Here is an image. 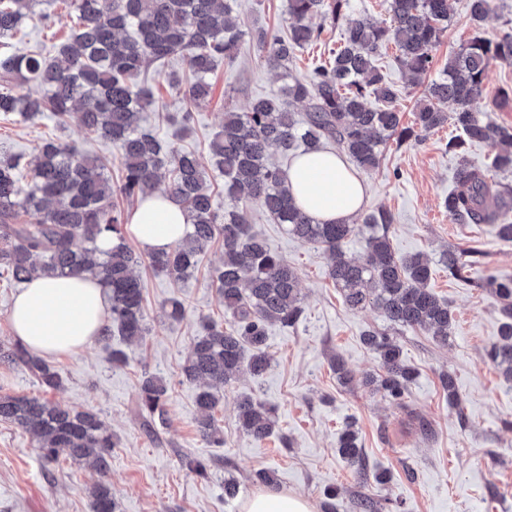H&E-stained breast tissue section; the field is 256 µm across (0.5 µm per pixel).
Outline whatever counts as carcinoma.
Returning <instances> with one entry per match:
<instances>
[{
  "label": "carcinoma",
  "mask_w": 512,
  "mask_h": 512,
  "mask_svg": "<svg viewBox=\"0 0 512 512\" xmlns=\"http://www.w3.org/2000/svg\"><path fill=\"white\" fill-rule=\"evenodd\" d=\"M63 2L75 16L74 26L45 56L10 50L23 25L48 20L38 9L41 0H0V112L15 113L25 123L45 112L53 113L61 128L76 123L117 148L123 175L112 182L99 158L53 137L29 155L0 159V276L20 283L36 275L90 276L110 300L107 323L97 339L108 342L115 327L132 341L146 335L147 320L143 285L134 268L146 260L156 273L179 281L198 266L209 243L222 238L224 262L216 283L225 320L205 322L181 368L183 380L197 389L198 431L216 447L224 444L214 418L221 387L242 373L262 377L270 366L268 326L293 327L304 313L296 269L252 230L254 206L293 237L324 247L330 257L328 276L349 307L372 306L389 326L418 329L448 344L453 316L448 301L428 288L432 263L423 253H395L388 235L391 213L381 209L367 214L362 223L376 231L367 237L361 256L347 255L343 246L357 224L320 223L302 210L290 189V161L299 150L335 144L358 170L370 172L379 166L382 146L391 138L399 143L418 138L451 119L463 138L448 141V149L487 144L496 149L493 167L512 171V130L470 108L491 64L512 63V34L497 41L475 37L449 57L443 76L426 86L412 125L405 127L396 107L400 90L377 61L393 46L399 66L414 84H423L433 67L432 50L448 30L449 0H385L387 20L352 17L348 0H289L292 22L285 31L260 29L247 35L226 0ZM489 11L490 0H469L472 21H483ZM317 17L341 27L342 43L332 51L333 59L304 79L288 76L279 93L255 100L246 112H224V123L208 144L238 201L221 219L199 155L167 144L140 125L141 113L155 103L148 68L157 61L182 63L184 74H171L167 82L182 102L176 119L188 126L194 112L211 100L216 63L234 58L244 37L267 66L286 71L297 51L320 42L323 27L314 23ZM25 84L40 87L44 95L20 93ZM369 98L375 107L367 106ZM292 102L306 103L299 119L288 109ZM450 104L456 106L451 114L446 111ZM154 191L183 205L191 232L170 250L142 257L127 247V218L114 199L133 202ZM443 208L452 224H493L501 239L512 241V186L491 180L464 160ZM103 236L116 239L105 253L98 249ZM478 254L473 247L450 246L442 263L450 275L461 278ZM485 287L500 300L504 319L488 357L511 383L512 278L492 276ZM362 343L381 362L380 372L365 384L384 398L402 399L417 369L403 357L400 344L376 329L366 331ZM0 363L23 368L44 393L0 394V421L31 434L48 463L61 455L92 460L97 478L89 488L91 510L116 512L107 480L116 442L98 415L50 400L47 394L60 389L62 379L47 359L20 340L0 343ZM167 400L162 378L144 373L140 411L161 419ZM238 419L258 442L274 432L271 411L250 396L239 400ZM337 453L365 480L387 483L384 473L370 472L351 428L338 436ZM184 463L195 476H208L206 459L187 455ZM349 510L384 512V507L359 495Z\"/></svg>",
  "instance_id": "obj_1"
}]
</instances>
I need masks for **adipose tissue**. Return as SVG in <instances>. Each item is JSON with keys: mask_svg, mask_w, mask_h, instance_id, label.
<instances>
[{"mask_svg": "<svg viewBox=\"0 0 512 512\" xmlns=\"http://www.w3.org/2000/svg\"><path fill=\"white\" fill-rule=\"evenodd\" d=\"M291 191L310 216L322 223L348 224L362 207L368 187L330 148L297 157L290 168ZM191 230L182 205L173 197H144L125 226L145 251L158 252ZM107 295L85 276L34 277L17 293L8 312L14 336L45 357L77 354L105 324ZM240 512H311L302 497L265 488L243 502Z\"/></svg>", "mask_w": 512, "mask_h": 512, "instance_id": "1", "label": "adipose tissue"}]
</instances>
